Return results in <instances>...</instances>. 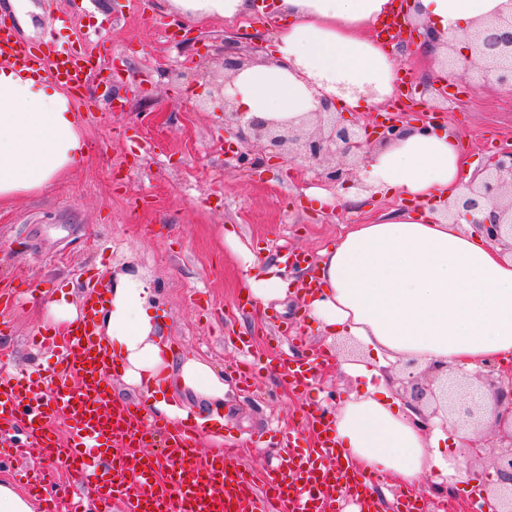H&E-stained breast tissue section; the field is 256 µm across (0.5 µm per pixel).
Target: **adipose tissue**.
<instances>
[{"label": "adipose tissue", "mask_w": 512, "mask_h": 512, "mask_svg": "<svg viewBox=\"0 0 512 512\" xmlns=\"http://www.w3.org/2000/svg\"><path fill=\"white\" fill-rule=\"evenodd\" d=\"M512 0H412L419 22L461 44L480 21ZM166 12L203 24L252 15L253 0H161ZM392 0H275L281 21L271 57L236 74L231 91L239 111L300 124L321 96L344 112H373L391 98L400 68L371 30ZM87 154L80 121L66 91L34 74L0 66V202L49 187ZM448 132L407 127L398 140L373 149L361 177L376 193L424 203L423 212L393 211L353 225L323 251L305 297L311 317L330 336L355 338L367 353L443 363L459 371L512 361V257L480 232L444 218L474 178ZM151 282L137 270L117 273L96 313V332L122 379L152 395L171 422L186 411L154 398L155 386L177 370L181 385L220 402L224 380L207 363H173L154 313ZM408 406L382 398L380 388L343 402L331 415L332 434L349 463L390 473L417 487L432 469L447 471L441 443L462 445L464 431L434 421L418 425Z\"/></svg>", "instance_id": "ef3b65f1"}]
</instances>
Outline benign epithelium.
Here are the masks:
<instances>
[{"label": "benign epithelium", "mask_w": 512, "mask_h": 512, "mask_svg": "<svg viewBox=\"0 0 512 512\" xmlns=\"http://www.w3.org/2000/svg\"><path fill=\"white\" fill-rule=\"evenodd\" d=\"M225 79L220 86L224 112L235 126L232 153L243 160L251 154L266 156L287 149L295 161L308 163L322 180L344 188L360 185L359 164L370 149L385 144L400 135L402 126L390 117L372 123L362 122L347 126L337 120L336 103L326 98L318 111L312 113L313 130L303 132L297 126L246 117L234 109L231 86L246 59L239 56L235 40H224ZM450 70L462 68L477 70L483 78L482 86L512 85V14H500L479 24L468 36L466 49L460 57L446 61ZM492 207L489 223L479 225L485 237L500 246L512 247V149L488 157L479 180H473L466 191L448 207V215L471 216L472 213ZM488 383L487 392L493 401L494 420L484 422L486 403L481 384ZM403 399L406 405L431 408L430 415L442 413L457 417L460 426L469 433L466 453L476 463H484L488 456L482 453L485 434L489 433L502 448L493 464L500 484L481 489L482 512H512V369L486 363L473 374H452L447 367L437 364L420 372H408Z\"/></svg>", "instance_id": "7a95c632"}]
</instances>
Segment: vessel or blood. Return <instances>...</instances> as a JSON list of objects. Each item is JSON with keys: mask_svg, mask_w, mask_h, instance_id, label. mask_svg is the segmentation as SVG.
<instances>
[{"mask_svg": "<svg viewBox=\"0 0 512 512\" xmlns=\"http://www.w3.org/2000/svg\"><path fill=\"white\" fill-rule=\"evenodd\" d=\"M88 51L54 42L21 40L0 16V63L64 87L82 104ZM58 368L48 375L0 364V447L25 458L41 449L64 467L87 474L95 496L74 502L71 512H342V501L372 512L373 477L342 462L331 421L312 410L304 425L317 446L306 451L285 445L284 465L270 471L255 490L232 447L200 456L202 429L194 418L171 425L142 412L141 402L113 398L108 387L109 354L84 317L56 343ZM66 418L69 434L59 440L54 417Z\"/></svg>", "mask_w": 512, "mask_h": 512, "instance_id": "obj_1", "label": "vessel or blood"}]
</instances>
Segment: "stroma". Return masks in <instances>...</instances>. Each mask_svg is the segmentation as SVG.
<instances>
[{
  "label": "stroma",
  "instance_id": "stroma-1",
  "mask_svg": "<svg viewBox=\"0 0 512 512\" xmlns=\"http://www.w3.org/2000/svg\"><path fill=\"white\" fill-rule=\"evenodd\" d=\"M0 13L26 41L49 36L67 45L90 34L89 48L104 66L122 67L115 81H93L84 91L93 112L82 122L86 160L51 187L0 204V278L13 299L0 308V357L52 367L51 351L32 341L47 302L63 291L83 307L88 277L106 280L137 267L156 290L155 311L174 361L197 358L224 378L222 405L175 376L167 401L191 416L221 415L217 435L237 441L260 478L281 462L270 429L298 430L300 447H312L313 432L299 429L304 411H335L366 381L340 370V338L325 335L304 312L300 293L263 308L246 302L250 261L275 262L286 241L317 262L348 225L406 208V200L371 195L359 206L342 203L343 188L325 186L311 169L296 170L285 153L261 166L228 158L224 115L210 93L224 74L225 39L240 38L245 51L268 44L263 9L201 28L162 14L157 0H0ZM400 60L413 87L401 100L407 118L436 113L479 168L493 152L512 148L511 92L478 87L474 71L443 85L432 76V60L409 51ZM106 97L121 99L123 112L97 111ZM321 189L334 205L310 199ZM230 233L235 242L227 241ZM319 349L330 358L313 367L312 386L296 394L285 367ZM443 454L450 468L468 474L453 486L456 503H468L476 485H492V466L468 462L453 446ZM20 467L52 478L64 499L85 483L82 474L37 454L0 462V478L12 479Z\"/></svg>",
  "mask_w": 512,
  "mask_h": 512
}]
</instances>
